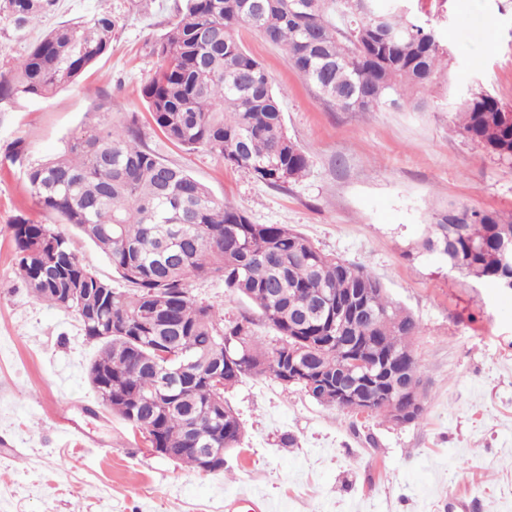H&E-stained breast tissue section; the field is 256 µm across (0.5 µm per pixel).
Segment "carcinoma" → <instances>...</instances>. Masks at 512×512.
Instances as JSON below:
<instances>
[{
  "label": "carcinoma",
  "instance_id": "cac0c4a2",
  "mask_svg": "<svg viewBox=\"0 0 512 512\" xmlns=\"http://www.w3.org/2000/svg\"><path fill=\"white\" fill-rule=\"evenodd\" d=\"M58 0H0V16L25 29L53 14ZM115 22L108 13L62 22L28 52L0 70V102L48 98L78 84L112 51ZM248 30L282 46L293 68L321 96L349 112L400 105L406 94L424 103L450 53L437 32L417 22L398 0H183L176 22L154 44L158 68L142 96L156 127L188 150L205 149L256 180L283 187L309 168L305 151L286 130L280 96L262 64L244 47ZM503 105L471 93L455 113L463 138L501 163L512 164V124ZM36 203L75 226L112 263L127 288L119 290L84 266L69 238L48 224L18 218L10 225L15 275L34 298L58 306L60 288H76L71 308L89 340L101 342L92 367L105 373L98 399L132 428L152 420L157 447L198 469L192 427L207 424L216 450L241 445L244 428L224 393L208 377L220 369L236 384L244 376L282 379L280 348H265L253 320L224 323L189 292L193 278H216L248 300L278 340L323 343L308 366L334 378L352 356L372 365L391 362L418 376L411 339L419 325L387 295L365 267L326 254L286 224H255L185 169L162 162L132 125L87 126L64 151L28 169ZM465 225L453 249L438 254L448 268L483 283L512 278L494 257L512 237V217L473 209L448 210L419 245L422 253ZM322 295L359 301L379 315L334 339L336 325L311 303ZM235 360H226L224 340ZM174 348L208 355L194 376L166 388L172 363L156 351Z\"/></svg>",
  "mask_w": 512,
  "mask_h": 512
}]
</instances>
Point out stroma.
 Here are the masks:
<instances>
[{"label": "stroma", "instance_id": "stroma-1", "mask_svg": "<svg viewBox=\"0 0 512 512\" xmlns=\"http://www.w3.org/2000/svg\"><path fill=\"white\" fill-rule=\"evenodd\" d=\"M180 0H60L45 25L0 20V64L45 27L108 9L111 52L79 85L0 107V512H224L242 493L272 512H512V293L449 271L417 246L448 208L512 216V166L455 132L452 118L485 90L512 106V0H414L453 53L424 107L402 102L346 112L323 100L280 47L241 38L281 89L289 136L307 174L266 185L208 151L169 141L141 90L157 38ZM136 124L144 147L186 169L257 224H288L323 252L363 266L419 325L412 351L424 383L420 420L393 425L317 403L296 387L245 377L224 397L245 428L225 468L202 473L153 453L103 409L88 376L98 342L75 312L36 301L15 275L16 218L58 224L78 259L124 288L106 256L40 208L26 171L62 152L85 124ZM192 297L225 321L253 317L265 347L277 336L223 282L193 279Z\"/></svg>", "mask_w": 512, "mask_h": 512}]
</instances>
